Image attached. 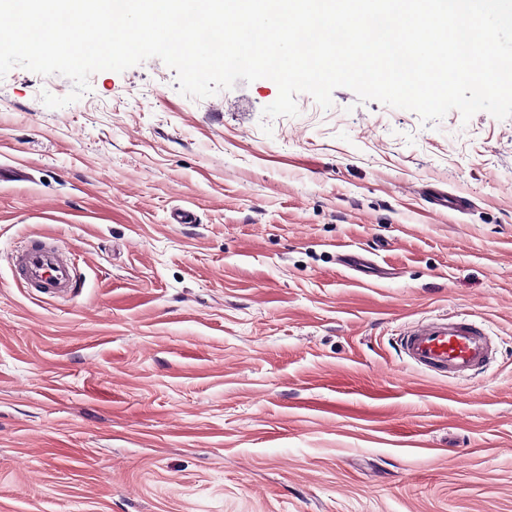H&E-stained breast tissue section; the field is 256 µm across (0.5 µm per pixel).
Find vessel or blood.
<instances>
[{
	"label": "vessel or blood",
	"instance_id": "obj_1",
	"mask_svg": "<svg viewBox=\"0 0 512 512\" xmlns=\"http://www.w3.org/2000/svg\"><path fill=\"white\" fill-rule=\"evenodd\" d=\"M13 264L30 287L68 294L77 286L71 261L46 244L30 242L17 249ZM399 346L410 364L458 377L479 374L493 353L482 323L458 315L439 316L408 326Z\"/></svg>",
	"mask_w": 512,
	"mask_h": 512
}]
</instances>
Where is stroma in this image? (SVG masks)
Segmentation results:
<instances>
[{
  "label": "stroma",
  "instance_id": "obj_1",
  "mask_svg": "<svg viewBox=\"0 0 512 512\" xmlns=\"http://www.w3.org/2000/svg\"><path fill=\"white\" fill-rule=\"evenodd\" d=\"M89 82L0 79V512H512V118ZM32 237L74 293L20 279ZM442 313L489 323L485 373L400 356ZM420 194L423 195L429 202L438 209H455L460 210L463 207V197L460 196H448V193L437 192L432 190L427 185H423L420 188Z\"/></svg>",
  "mask_w": 512,
  "mask_h": 512
}]
</instances>
